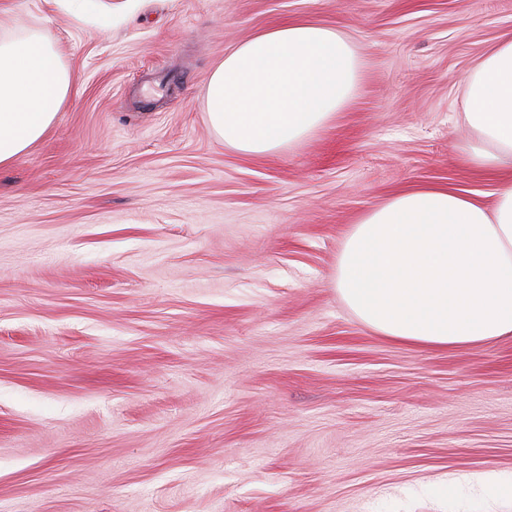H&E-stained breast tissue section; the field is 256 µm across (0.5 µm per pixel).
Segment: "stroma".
Segmentation results:
<instances>
[{
  "label": "stroma",
  "instance_id": "35a3bbf8",
  "mask_svg": "<svg viewBox=\"0 0 512 512\" xmlns=\"http://www.w3.org/2000/svg\"><path fill=\"white\" fill-rule=\"evenodd\" d=\"M286 20L363 64L336 120L251 156L210 131L224 56ZM73 75L0 169V512H512V336L398 344L334 286L352 224L443 184L489 199L459 81L512 0H0ZM452 479V499L432 488Z\"/></svg>",
  "mask_w": 512,
  "mask_h": 512
}]
</instances>
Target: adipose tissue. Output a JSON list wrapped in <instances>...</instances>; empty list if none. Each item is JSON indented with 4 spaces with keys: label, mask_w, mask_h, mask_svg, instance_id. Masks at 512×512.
Here are the masks:
<instances>
[{
    "label": "adipose tissue",
    "mask_w": 512,
    "mask_h": 512,
    "mask_svg": "<svg viewBox=\"0 0 512 512\" xmlns=\"http://www.w3.org/2000/svg\"><path fill=\"white\" fill-rule=\"evenodd\" d=\"M354 43L308 20L264 30L227 53L204 91L207 122L225 145L273 155L320 131L361 79ZM461 151L481 170L512 166V39L464 78ZM52 34L0 39V168L38 142L70 96ZM335 286L386 338L424 348L475 347L512 335V177L491 203L425 185L361 215L338 256Z\"/></svg>",
    "instance_id": "obj_1"
}]
</instances>
